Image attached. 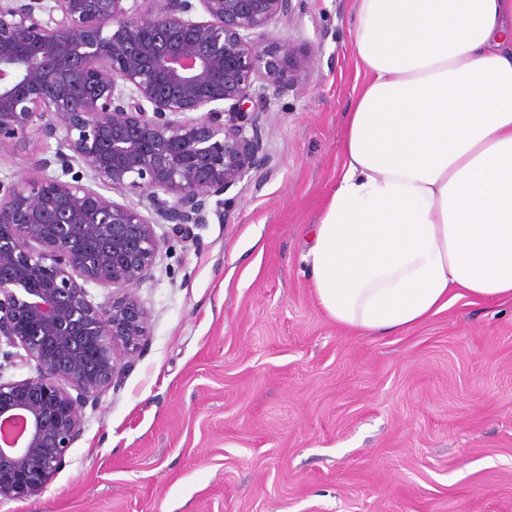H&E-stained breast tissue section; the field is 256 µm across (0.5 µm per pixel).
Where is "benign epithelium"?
I'll list each match as a JSON object with an SVG mask.
<instances>
[{
    "label": "benign epithelium",
    "mask_w": 512,
    "mask_h": 512,
    "mask_svg": "<svg viewBox=\"0 0 512 512\" xmlns=\"http://www.w3.org/2000/svg\"><path fill=\"white\" fill-rule=\"evenodd\" d=\"M197 2L198 15L192 0H0V150L60 132L71 175L0 180V359L35 369L0 374V503L40 500L86 407L140 352L136 288L170 247L156 227L192 240L212 199L266 164L244 106L311 65L255 38L292 0Z\"/></svg>",
    "instance_id": "7a95c632"
}]
</instances>
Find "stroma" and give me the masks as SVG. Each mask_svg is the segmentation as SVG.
<instances>
[{
  "mask_svg": "<svg viewBox=\"0 0 512 512\" xmlns=\"http://www.w3.org/2000/svg\"><path fill=\"white\" fill-rule=\"evenodd\" d=\"M293 6L265 35L313 65L255 108L268 163L162 252L146 346L39 503L0 512H512V301L369 337L314 296L308 237L365 76L354 0ZM56 148L0 150V180Z\"/></svg>",
  "mask_w": 512,
  "mask_h": 512,
  "instance_id": "35a3bbf8",
  "label": "stroma"
}]
</instances>
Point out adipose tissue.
<instances>
[{"instance_id": "obj_1", "label": "adipose tissue", "mask_w": 512, "mask_h": 512, "mask_svg": "<svg viewBox=\"0 0 512 512\" xmlns=\"http://www.w3.org/2000/svg\"><path fill=\"white\" fill-rule=\"evenodd\" d=\"M366 80L305 255L337 325L512 300V0H356Z\"/></svg>"}]
</instances>
